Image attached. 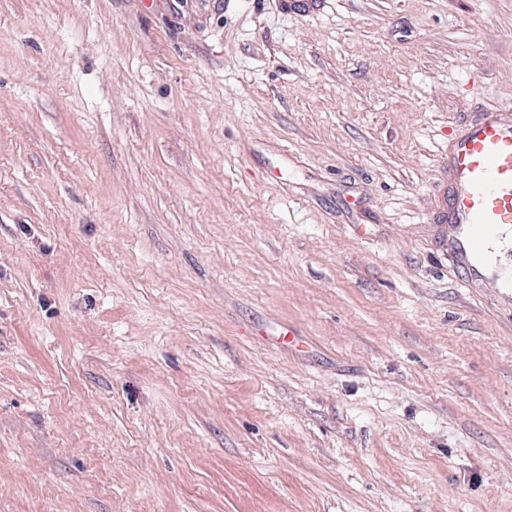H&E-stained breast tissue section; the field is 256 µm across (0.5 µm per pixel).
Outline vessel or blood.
<instances>
[{
  "label": "vessel or blood",
  "instance_id": "obj_1",
  "mask_svg": "<svg viewBox=\"0 0 512 512\" xmlns=\"http://www.w3.org/2000/svg\"><path fill=\"white\" fill-rule=\"evenodd\" d=\"M448 221L458 225L454 258L471 279L486 278L492 244L512 230V112L486 110L448 150Z\"/></svg>",
  "mask_w": 512,
  "mask_h": 512
}]
</instances>
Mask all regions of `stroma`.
Instances as JSON below:
<instances>
[{"instance_id": "obj_1", "label": "stroma", "mask_w": 512, "mask_h": 512, "mask_svg": "<svg viewBox=\"0 0 512 512\" xmlns=\"http://www.w3.org/2000/svg\"><path fill=\"white\" fill-rule=\"evenodd\" d=\"M508 106L512 0H0V512H512ZM512 111L485 110L448 149V222L458 224L454 258L469 282L493 277L495 288L512 297L499 275L489 273L492 244L512 231Z\"/></svg>"}]
</instances>
